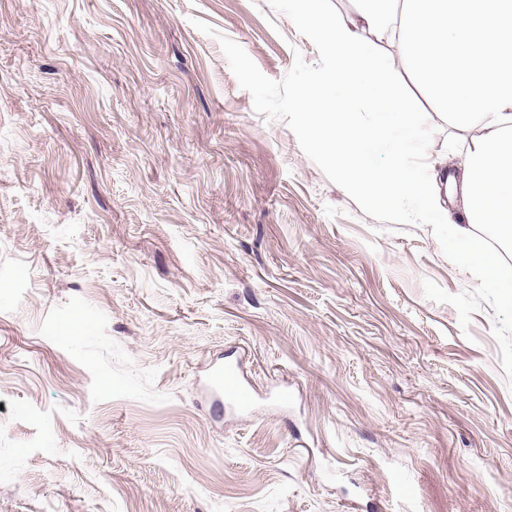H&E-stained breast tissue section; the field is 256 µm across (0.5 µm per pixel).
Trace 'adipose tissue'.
Here are the masks:
<instances>
[{
	"instance_id": "adipose-tissue-1",
	"label": "adipose tissue",
	"mask_w": 512,
	"mask_h": 512,
	"mask_svg": "<svg viewBox=\"0 0 512 512\" xmlns=\"http://www.w3.org/2000/svg\"><path fill=\"white\" fill-rule=\"evenodd\" d=\"M347 15L326 0H295V15L320 40L326 70L299 95V113L337 181L388 211L410 201L429 218L445 212L437 176L405 155L425 114L387 90L402 69L449 127L462 132L463 207L456 235L468 267L512 305V278L497 252L469 245L472 226L512 248V0H358ZM400 48L385 57L383 46Z\"/></svg>"
}]
</instances>
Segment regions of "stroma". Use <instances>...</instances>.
<instances>
[{"label": "stroma", "instance_id": "stroma-1", "mask_svg": "<svg viewBox=\"0 0 512 512\" xmlns=\"http://www.w3.org/2000/svg\"><path fill=\"white\" fill-rule=\"evenodd\" d=\"M222 36L318 59L268 0H0V512H512L494 310L423 290L476 280L258 115ZM210 382L217 392L224 395V401L228 405L245 408L251 403L252 395L241 382L236 367L232 364L214 368L210 373Z\"/></svg>", "mask_w": 512, "mask_h": 512}]
</instances>
